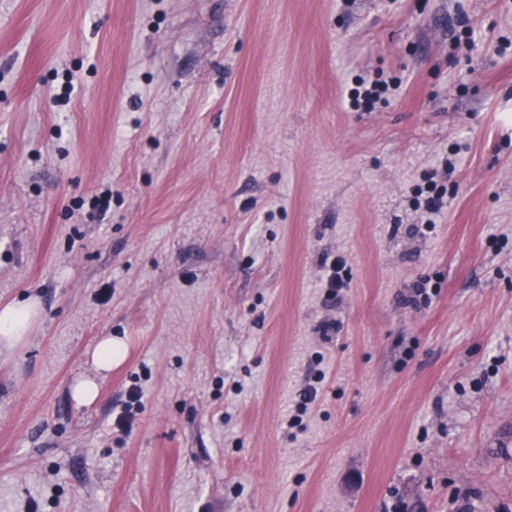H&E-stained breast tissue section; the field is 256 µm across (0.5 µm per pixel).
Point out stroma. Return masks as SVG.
I'll list each match as a JSON object with an SVG mask.
<instances>
[{"mask_svg": "<svg viewBox=\"0 0 512 512\" xmlns=\"http://www.w3.org/2000/svg\"><path fill=\"white\" fill-rule=\"evenodd\" d=\"M359 76L398 88L357 110ZM31 298L0 512H512V0H0ZM125 343L113 336H102L89 352L90 362L96 372H109L126 358Z\"/></svg>", "mask_w": 512, "mask_h": 512, "instance_id": "obj_1", "label": "stroma"}]
</instances>
